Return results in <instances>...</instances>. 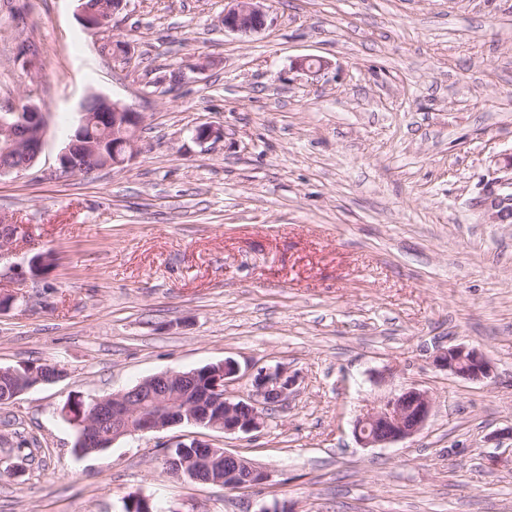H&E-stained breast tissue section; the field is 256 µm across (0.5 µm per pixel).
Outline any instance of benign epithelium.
Instances as JSON below:
<instances>
[{
	"label": "benign epithelium",
	"mask_w": 512,
	"mask_h": 512,
	"mask_svg": "<svg viewBox=\"0 0 512 512\" xmlns=\"http://www.w3.org/2000/svg\"><path fill=\"white\" fill-rule=\"evenodd\" d=\"M79 16L86 28L106 32L124 0H79ZM224 28L242 35L262 30L266 23L267 0H227ZM4 112H25L27 118L18 121L0 120V177L31 168L43 147L44 115L35 101V92L23 96V103L0 109ZM82 119L75 135L60 157L61 168L68 173L90 174L119 160L122 167L139 152L137 130L144 117L135 108L103 95L90 96L81 104ZM121 130L124 136L112 143V155H107L96 138H86L92 128ZM221 136V131L203 123L193 131V139L206 143ZM436 367L468 381H483L490 377L492 366L478 348L454 345L441 348L434 356ZM240 373L232 359L211 365L203 371L167 372L148 378L138 385L105 399H95L91 412L77 423L84 428L87 443L93 444L104 435L112 440L130 434L160 431L185 421L198 423L205 415L211 418L209 430L226 434L259 431L268 420L267 410L288 400L295 377L281 366L255 369L250 393L240 399L226 395V387ZM433 408L430 394L414 387L375 400L356 420L354 433L364 448L386 446L409 439L427 424ZM177 448H192L187 458L175 461L166 458L172 472L189 479L222 485L232 490L253 489L265 484L269 474L249 459L215 447L201 438Z\"/></svg>",
	"instance_id": "benign-epithelium-1"
}]
</instances>
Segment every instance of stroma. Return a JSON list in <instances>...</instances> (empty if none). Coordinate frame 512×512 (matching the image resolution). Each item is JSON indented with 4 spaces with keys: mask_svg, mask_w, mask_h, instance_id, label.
<instances>
[{
    "mask_svg": "<svg viewBox=\"0 0 512 512\" xmlns=\"http://www.w3.org/2000/svg\"><path fill=\"white\" fill-rule=\"evenodd\" d=\"M77 7L0 0V106L32 90L46 119L0 178V224L26 227L0 251V367L63 371L0 403V512H512V218L486 216L488 189L512 194V0H269L249 36L224 0H126L121 65ZM90 93L144 114L142 150L66 176ZM454 344L491 377L435 368ZM227 358L234 399L257 367L297 378L264 430L205 433L264 486L171 474L187 423L75 452L69 403ZM408 387L425 428L361 447L356 417Z\"/></svg>",
    "mask_w": 512,
    "mask_h": 512,
    "instance_id": "stroma-1",
    "label": "stroma"
}]
</instances>
